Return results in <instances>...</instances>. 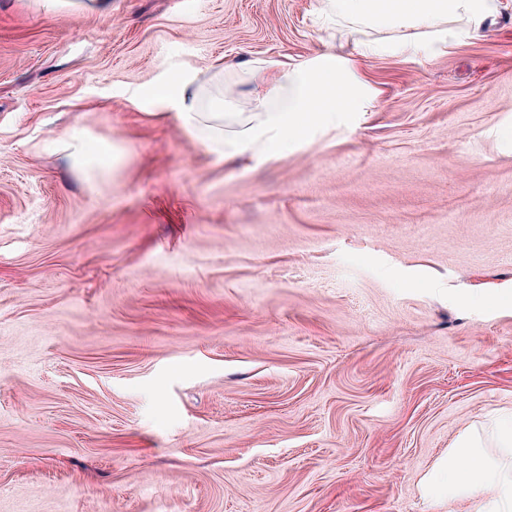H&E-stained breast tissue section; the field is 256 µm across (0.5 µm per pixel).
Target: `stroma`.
Here are the masks:
<instances>
[{"instance_id": "stroma-1", "label": "stroma", "mask_w": 512, "mask_h": 512, "mask_svg": "<svg viewBox=\"0 0 512 512\" xmlns=\"http://www.w3.org/2000/svg\"><path fill=\"white\" fill-rule=\"evenodd\" d=\"M0 0V512H478L512 419V0L359 54L316 0ZM324 52L374 90L220 160L137 91ZM497 448L505 452L503 459H489L483 453L481 438L470 434L448 455V464L443 467L444 478L435 492H444L462 499L467 493L489 488L494 493L495 511H512V424L497 427L495 432ZM467 460L462 467L459 459Z\"/></svg>"}]
</instances>
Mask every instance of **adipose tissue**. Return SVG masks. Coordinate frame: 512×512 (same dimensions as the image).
Returning a JSON list of instances; mask_svg holds the SVG:
<instances>
[{
  "label": "adipose tissue",
  "instance_id": "ef3b65f1",
  "mask_svg": "<svg viewBox=\"0 0 512 512\" xmlns=\"http://www.w3.org/2000/svg\"><path fill=\"white\" fill-rule=\"evenodd\" d=\"M317 11L361 30L392 33V40L363 46V54L425 50L427 36L463 41L477 36L491 16L492 0H316ZM463 27L447 30L449 19ZM234 85L253 89L250 107L224 117L204 111L195 76L177 75L144 89L145 97L175 111L183 131L224 159L273 157L317 126L332 127L346 112H359L371 91L349 59L322 54L301 63L257 59L239 68ZM504 458L489 459L480 437L468 435L444 465L441 492L461 499L480 489L494 493L495 512H512V424L498 427Z\"/></svg>",
  "mask_w": 512,
  "mask_h": 512
}]
</instances>
